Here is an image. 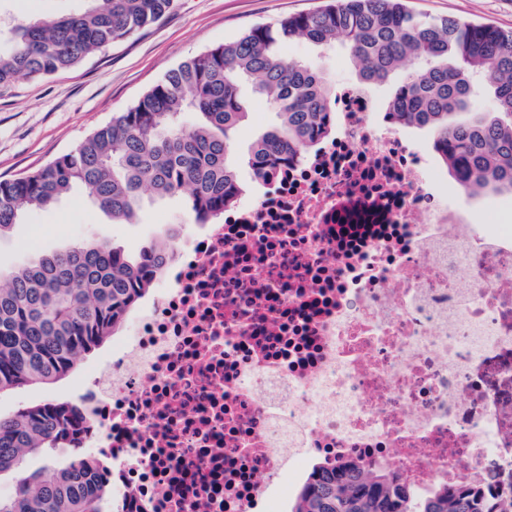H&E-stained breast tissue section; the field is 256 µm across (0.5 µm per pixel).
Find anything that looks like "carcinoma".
Masks as SVG:
<instances>
[{"instance_id": "cac0c4a2", "label": "carcinoma", "mask_w": 512, "mask_h": 512, "mask_svg": "<svg viewBox=\"0 0 512 512\" xmlns=\"http://www.w3.org/2000/svg\"><path fill=\"white\" fill-rule=\"evenodd\" d=\"M83 8L42 17L9 32L0 48V89L20 78L41 79L171 12L173 0H82ZM302 37L326 48L340 40L364 83L409 73L388 117L426 128L456 182L473 196L512 193V32L455 18H418L402 0H335L325 8L259 25L240 37L181 61L133 106L91 132L72 150L27 175L0 180V239L25 213L56 204L73 188L114 221L133 224L144 190L186 196L198 224H210L241 195L232 164V133L246 112L240 86L252 84L279 118L251 147L254 178L277 160L303 155L333 131L332 94L311 62L285 59L284 42ZM494 111L472 113L477 89ZM191 112L190 125L182 116ZM176 234L132 257L108 239L84 240L0 271V394L50 384L70 373L125 321L161 274ZM84 412L49 401L0 418V475L27 454L71 451L52 476H22L0 512H102L112 483L102 456L85 448ZM288 512H512V498L460 486L419 493L375 465L312 467Z\"/></svg>"}]
</instances>
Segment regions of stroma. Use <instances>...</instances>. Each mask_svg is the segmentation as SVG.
Here are the masks:
<instances>
[{
    "label": "stroma",
    "instance_id": "1",
    "mask_svg": "<svg viewBox=\"0 0 512 512\" xmlns=\"http://www.w3.org/2000/svg\"><path fill=\"white\" fill-rule=\"evenodd\" d=\"M328 0H174L173 11L76 68L42 80L19 79L0 90V180L36 170L69 151L95 127L111 120L183 59L238 37L258 24L312 12ZM409 11L432 18L453 17L512 31V0H404ZM82 0H0V27L8 29L41 16L78 10ZM286 58L310 61L337 88L359 80V71L343 46L317 50L303 38L284 43ZM248 115L233 132L234 159L242 187L241 201L262 191L248 166L251 143L276 121L269 103L245 97ZM193 220L184 197L144 198L138 221L115 224L73 191L46 209L30 211L14 232L0 240V269L71 242L106 237L130 253L149 246L161 234ZM112 354L111 343L80 359L65 377L0 394V416L51 400L76 401L81 387L100 374Z\"/></svg>",
    "mask_w": 512,
    "mask_h": 512
}]
</instances>
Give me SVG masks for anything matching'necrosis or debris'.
Instances as JSON below:
<instances>
[{
    "instance_id": "necrosis-or-debris-1",
    "label": "necrosis or debris",
    "mask_w": 512,
    "mask_h": 512,
    "mask_svg": "<svg viewBox=\"0 0 512 512\" xmlns=\"http://www.w3.org/2000/svg\"><path fill=\"white\" fill-rule=\"evenodd\" d=\"M334 138L189 230L81 392L122 512H283L311 459L421 492L512 466V224L342 85ZM473 203L475 205L472 216H471V224H498L501 223L507 217L508 209L511 210L512 205V196L507 194L498 195V194H483L480 196H476L473 198ZM488 202H500L506 206L502 207H492L487 210H482V205Z\"/></svg>"
}]
</instances>
